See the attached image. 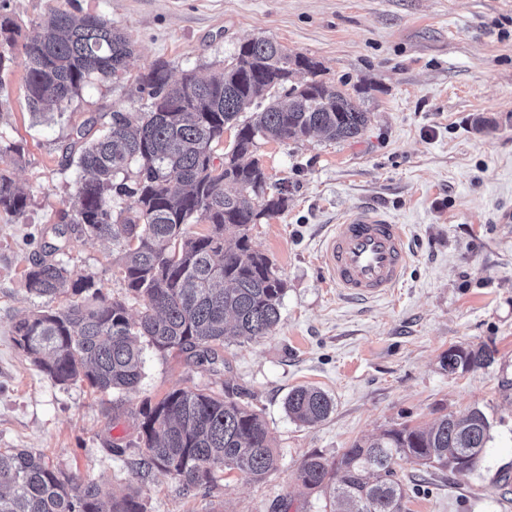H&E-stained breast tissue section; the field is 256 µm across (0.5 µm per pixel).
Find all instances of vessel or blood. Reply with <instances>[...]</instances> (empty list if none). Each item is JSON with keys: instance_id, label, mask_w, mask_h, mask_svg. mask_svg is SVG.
<instances>
[{"instance_id": "vessel-or-blood-1", "label": "vessel or blood", "mask_w": 512, "mask_h": 512, "mask_svg": "<svg viewBox=\"0 0 512 512\" xmlns=\"http://www.w3.org/2000/svg\"><path fill=\"white\" fill-rule=\"evenodd\" d=\"M321 262L351 297L385 294L408 262L404 229L377 212L357 211L327 239Z\"/></svg>"}]
</instances>
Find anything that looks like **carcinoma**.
Masks as SVG:
<instances>
[{"instance_id":"1","label":"carcinoma","mask_w":512,"mask_h":512,"mask_svg":"<svg viewBox=\"0 0 512 512\" xmlns=\"http://www.w3.org/2000/svg\"><path fill=\"white\" fill-rule=\"evenodd\" d=\"M16 23L0 5V73L22 64L30 112H63L83 89L121 76L134 52L119 28L97 15L80 18L54 9L33 22L16 52ZM304 72L308 80L294 81ZM319 61L281 52L274 38L242 41L230 64L209 79L195 74L171 81L157 62L135 84L140 106L85 119L64 141L62 170L77 168L72 210L51 231L121 241L126 298L97 288L96 274L75 272L41 241L26 272V288L42 304L14 326L15 343L33 365L60 384L85 383L107 393L136 388L143 378L144 345L177 349L196 363L218 365L225 337L266 336L280 320L285 283L268 256L251 243V226L288 206L280 189L267 192L268 176L255 157L259 141H303L314 133L329 141L357 138L370 121L353 99L319 79ZM256 111L243 119L241 114ZM237 127L229 151L217 153L228 126ZM0 210L19 221L29 192L11 176L23 147L1 143ZM231 186L232 191L225 190ZM130 204L115 211L112 200ZM189 224H206L190 234ZM179 246L169 259L163 249ZM65 304L54 308L59 298ZM141 305L132 320L128 303ZM494 351L453 346L443 358L448 374L491 366ZM288 416L314 425L332 411L318 389L297 388L284 402ZM141 464L207 490L218 471L260 480L276 468L267 424L251 406L203 389H177L140 410ZM490 441V422L474 408L421 428L399 424L360 439L336 459L309 455L296 479L322 493L329 512H404L408 486L395 465L405 461L472 473ZM0 512H148L139 492L104 496L99 487L18 448L0 449Z\"/></svg>"}]
</instances>
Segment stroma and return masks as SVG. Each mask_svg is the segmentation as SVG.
Returning <instances> with one entry per match:
<instances>
[{"label": "stroma", "instance_id": "obj_1", "mask_svg": "<svg viewBox=\"0 0 512 512\" xmlns=\"http://www.w3.org/2000/svg\"><path fill=\"white\" fill-rule=\"evenodd\" d=\"M21 33L54 8L94 14L134 45L126 74L86 87L64 112L34 116L25 70L0 74V131L24 147L13 177L33 194L26 223L0 211V448L45 456L105 493L141 492L149 512H324L296 470L319 452L334 459L391 425L428 424L481 409L491 439L466 478L401 462L405 512H512V0H11ZM273 37L318 60L326 82L371 114L354 140L319 136L260 141L270 189L288 206L251 230L286 282L280 321L267 336L226 341L223 364L144 352L135 391L97 393L39 372L14 341L34 307L25 273L30 236L70 209L75 171L61 172L62 141L92 115L138 107L132 80L164 61L173 79L217 73L244 39ZM494 120L477 131L476 117ZM371 208L403 225L408 263L397 288L363 300L330 281L320 254L337 224ZM63 259L93 272L103 293L124 297L121 244L84 235ZM453 345L488 346L486 369L448 374ZM234 390L264 417L279 455L261 480L219 474L207 495L140 466V409L178 388ZM327 393L333 410L307 426L288 417L292 389Z\"/></svg>", "mask_w": 512, "mask_h": 512}]
</instances>
